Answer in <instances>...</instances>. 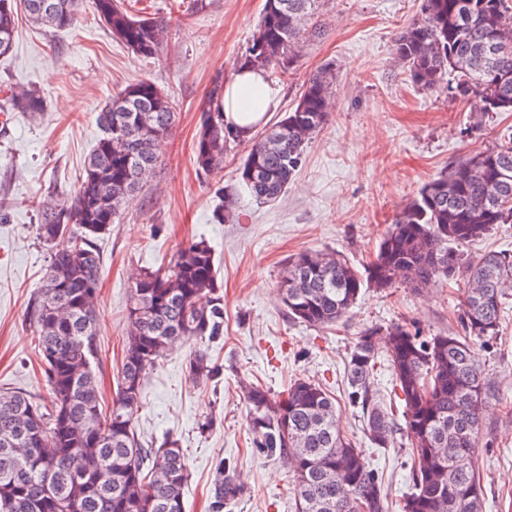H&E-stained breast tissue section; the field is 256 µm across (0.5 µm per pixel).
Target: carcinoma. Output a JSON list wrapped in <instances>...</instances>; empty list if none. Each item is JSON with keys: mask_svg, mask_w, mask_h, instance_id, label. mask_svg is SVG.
Masks as SVG:
<instances>
[{"mask_svg": "<svg viewBox=\"0 0 512 512\" xmlns=\"http://www.w3.org/2000/svg\"><path fill=\"white\" fill-rule=\"evenodd\" d=\"M25 13L48 32L74 27L78 0H26ZM325 0H265L241 62L265 76H288L301 43L324 33ZM100 22L132 53L154 58L172 18L136 15L125 0H95ZM17 0H0V57L13 48ZM512 0H421L420 17L393 43V58L424 90L445 89L453 101L484 115L512 112ZM224 78L213 81L194 144L203 177L245 154L238 183L260 204L288 189L313 135L329 117L336 69L312 75L296 105L266 132L251 136L224 123ZM34 89L6 85L0 112L43 111ZM170 96L153 81L128 83L97 112L101 136L75 195L51 189L38 207L37 238L48 247L43 285L28 317L38 339L48 397L0 389V512H185L189 470L175 439L146 445L136 429L149 370L183 339L224 337V295L215 254L191 241L155 268L132 277L128 339L112 405L102 406L95 371V303L101 276L98 240L128 197L151 178L158 152L175 126ZM212 220L234 215L236 200L215 188ZM512 224V133L493 149L465 158L425 183L359 272L336 252L288 259L281 282L288 317L323 328L343 320L364 288L386 292L400 283L419 290L458 277L466 282L461 332L423 336L408 325L370 327L350 350L348 403L360 409L367 438L389 448L404 437L411 492L401 512H483L477 457L481 405L490 387L479 348L498 336L512 290V251L472 260L463 247ZM392 370L403 424L382 403L378 358ZM194 380L218 369L203 354L189 364ZM254 447L287 456L294 467L295 512H387L382 478L353 439L336 425V398L321 383L296 379L278 398L246 386ZM230 466L219 462L208 510L224 512L238 497Z\"/></svg>", "mask_w": 512, "mask_h": 512, "instance_id": "carcinoma-1", "label": "carcinoma"}]
</instances>
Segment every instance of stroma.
I'll return each mask as SVG.
<instances>
[{"label":"stroma","mask_w":512,"mask_h":512,"mask_svg":"<svg viewBox=\"0 0 512 512\" xmlns=\"http://www.w3.org/2000/svg\"><path fill=\"white\" fill-rule=\"evenodd\" d=\"M139 0L146 12L179 16L160 55L136 57L99 22L94 0H79L78 22L53 33L18 19L12 54L0 60V84L39 91L45 110L11 113L0 132V388L46 397L37 339L27 310L47 261L37 238L38 203L49 189L73 193L84 160L101 135L96 114L127 83L147 78L171 97L179 119L162 144L157 167L98 242L102 274L96 303L98 373L104 401L116 390L126 340L130 275L171 257L190 239L215 252L224 291V337L192 338L150 370L136 415L147 439H178L190 471L186 512H207L215 465L235 468L240 495L231 512H293L286 457L253 446L244 386L277 394L298 378L322 382L338 401L341 431L381 476L389 512H399L411 483L407 450L377 448L364 435L359 409L345 398V366L358 334L403 322L431 336L457 329L464 281L422 292L363 289L349 317L315 328L289 321L280 288L289 256L337 250L352 264L369 261L390 224L422 185L456 162L496 147L512 113L490 116L446 91L413 83L392 58L396 36L420 12V0H328L325 33L307 42L296 71L270 79L269 122L298 99L309 75L325 64L338 72L327 124L311 139L306 162L277 202L240 194L237 221H211L216 200L193 164L199 116L216 76H230L251 38L265 0ZM203 351L217 379L192 380L189 362ZM491 388L483 405L478 460L484 512H512V298L502 327L483 353ZM210 430H202L205 420Z\"/></svg>","instance_id":"1"}]
</instances>
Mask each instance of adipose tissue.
I'll use <instances>...</instances> for the list:
<instances>
[{
    "mask_svg": "<svg viewBox=\"0 0 512 512\" xmlns=\"http://www.w3.org/2000/svg\"><path fill=\"white\" fill-rule=\"evenodd\" d=\"M273 91L264 75L248 68H234L224 86V121L239 130L251 132L266 120Z\"/></svg>",
    "mask_w": 512,
    "mask_h": 512,
    "instance_id": "adipose-tissue-1",
    "label": "adipose tissue"
}]
</instances>
